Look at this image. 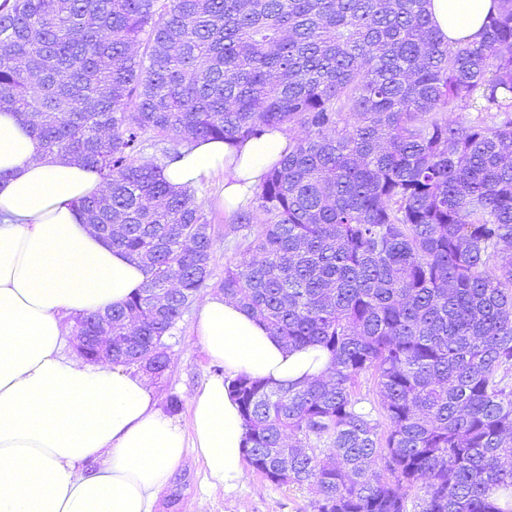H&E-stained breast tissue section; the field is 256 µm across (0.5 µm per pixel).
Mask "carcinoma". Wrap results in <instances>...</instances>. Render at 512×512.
<instances>
[{"instance_id":"carcinoma-1","label":"carcinoma","mask_w":512,"mask_h":512,"mask_svg":"<svg viewBox=\"0 0 512 512\" xmlns=\"http://www.w3.org/2000/svg\"><path fill=\"white\" fill-rule=\"evenodd\" d=\"M492 2L455 42L427 0L0 12V112L100 172L107 189L78 209L146 272L112 308V363L164 371L165 338L208 287L288 348L329 353L325 378L231 380L247 462L309 486L314 512H407L416 487L421 512H512V0ZM273 128L288 153L233 212L243 257L213 284L211 224L165 161Z\"/></svg>"}]
</instances>
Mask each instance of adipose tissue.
Listing matches in <instances>:
<instances>
[{
	"label": "adipose tissue",
	"instance_id": "ef3b65f1",
	"mask_svg": "<svg viewBox=\"0 0 512 512\" xmlns=\"http://www.w3.org/2000/svg\"><path fill=\"white\" fill-rule=\"evenodd\" d=\"M492 0H429L450 40L478 32ZM288 149L279 129L182 149L164 178L194 186L224 177V209L246 204ZM95 168L48 153L0 112V512H154L186 449L202 458L211 494L244 473L245 428L227 376L276 385L327 374L317 347L288 349L236 301H202L197 334L225 378L189 398L191 427L156 407L145 376L63 352L64 320L122 304L146 274L85 224L77 203L101 192Z\"/></svg>",
	"mask_w": 512,
	"mask_h": 512
}]
</instances>
